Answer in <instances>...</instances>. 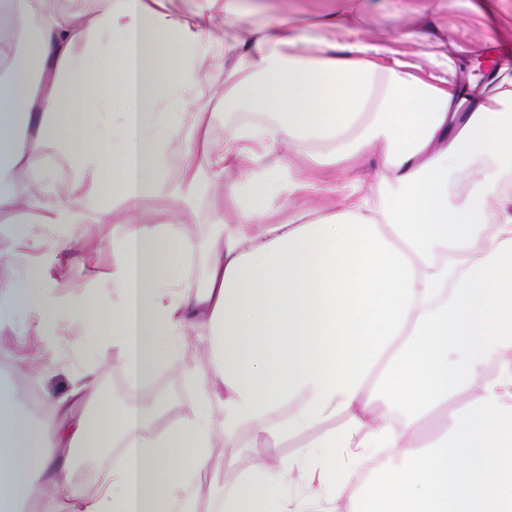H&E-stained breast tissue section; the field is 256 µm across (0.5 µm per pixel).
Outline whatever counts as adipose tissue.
<instances>
[{
    "mask_svg": "<svg viewBox=\"0 0 512 512\" xmlns=\"http://www.w3.org/2000/svg\"><path fill=\"white\" fill-rule=\"evenodd\" d=\"M170 2L106 0L88 14L0 0L13 21L0 36V223L24 246L34 225L85 223L84 204L107 196L119 216L109 312L53 299L51 260L12 277L0 259V334L20 307L47 343L80 315L87 344L123 346L128 378L121 405L73 379L38 422L0 394V512H195L178 494L218 469V432L228 448L300 441V482L332 491L318 512H512V62L459 87L447 74L472 55L437 26L427 70L387 58L366 38V0L306 23L265 0H199L184 14ZM218 16L231 22L220 41ZM101 36L112 51L92 54ZM210 49L224 58L225 112L259 116L219 148L199 75ZM184 137L200 157L172 183ZM281 142L298 165L268 162ZM45 150L76 179L20 196L17 173ZM367 156L381 162L373 191L327 196L321 170ZM219 179L235 219L213 224L197 287L179 213L138 214ZM283 197L310 206L282 220ZM180 325L208 336L219 367L201 391L208 417L160 432L167 403L139 393ZM115 446L95 495L74 498V457ZM370 448L388 464L353 488ZM287 480L282 465L253 468L225 484L220 512H309Z\"/></svg>",
    "mask_w": 512,
    "mask_h": 512,
    "instance_id": "ef3b65f1",
    "label": "adipose tissue"
}]
</instances>
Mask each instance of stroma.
I'll return each mask as SVG.
<instances>
[{"instance_id":"stroma-1","label":"stroma","mask_w":512,"mask_h":512,"mask_svg":"<svg viewBox=\"0 0 512 512\" xmlns=\"http://www.w3.org/2000/svg\"><path fill=\"white\" fill-rule=\"evenodd\" d=\"M200 75L210 89V111L216 117L212 137L223 141L237 124L254 120L251 112L224 113V62L222 59L206 60L200 67ZM53 167V188L71 183L75 170L69 163L51 152L34 155L30 169L19 174L16 191L23 196L41 193L45 186L38 174L45 167ZM156 207L171 208L183 212L182 231L193 241L205 242L212 224L217 219L212 199L200 197L185 203L176 199H159ZM90 219L81 225V232L101 239L97 252L83 256L79 247L61 253L60 260L65 274L57 288V295L65 301L77 298H96L102 307L111 308L114 295L107 286L112 273V204L104 202L89 207ZM14 333L0 345V385L9 387L19 405H26L29 396H37L43 413H51L52 399L65 396L71 379L78 374H89L94 390H108L118 399L127 397V377L123 363V351L111 339H101L95 345H87L85 329L78 320L63 324L52 350L37 349L30 322L25 311H17L14 317ZM182 345L145 383L144 396L163 395L168 399L171 418H183L194 409L200 394L201 378L193 377V368L209 369L210 347L205 339L196 336L191 328L182 331ZM120 453L112 448L90 458L75 459L71 492L80 498L93 496L98 475L110 469L112 460ZM296 453L288 443L257 448L225 449L223 437H216L214 456L220 460L217 472L207 473L188 483L184 492L208 500L226 482L235 481L242 473L254 466L271 462H288Z\"/></svg>"}]
</instances>
